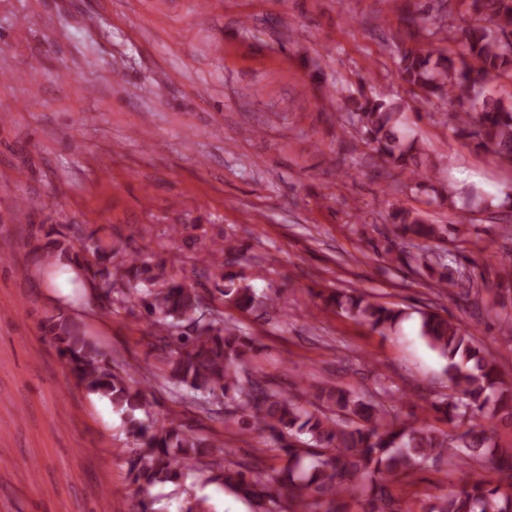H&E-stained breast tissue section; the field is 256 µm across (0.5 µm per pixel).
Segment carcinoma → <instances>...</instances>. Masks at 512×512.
<instances>
[{"label": "carcinoma", "instance_id": "cac0c4a2", "mask_svg": "<svg viewBox=\"0 0 512 512\" xmlns=\"http://www.w3.org/2000/svg\"><path fill=\"white\" fill-rule=\"evenodd\" d=\"M489 25L472 23L458 30L465 49L461 64L448 56L442 27L426 29L423 13L407 21L427 30L428 48L399 53L400 78L420 91L424 103L456 99L460 108L443 113V123L512 165V101L484 93L500 76L512 75V0H472ZM352 115L360 139L383 161L420 184L428 166L418 156L415 139L405 129V106L381 97L362 96ZM402 241H444L448 225L429 224L418 213L391 214ZM46 259L58 257L84 287L112 302L134 299L151 324L153 350L164 369L161 378L194 399L224 396V426L237 433H268L284 464L266 469L258 463H235L211 480L246 499L254 512H341L340 502L357 499L363 512H403L391 485L429 466L465 470L479 467L487 476L469 477L461 489L437 498L430 512H512V448L495 441L500 423H512V385L505 382L493 354L460 323L434 311H418L426 343L446 361L451 394L432 405L441 421L469 422L451 436L425 418L408 423L383 406L349 389L324 385L314 402L271 387L249 367L254 339L216 317H196L202 296L151 264L138 252L114 247L91 231L71 237L58 230L45 244ZM402 259L430 279L433 287L450 283L445 256L433 251H400ZM224 301L242 312L275 309L279 297L259 294L240 273H224ZM325 301L355 323L381 336L396 330L408 312L373 300L359 288L330 291ZM49 333L70 366L77 385L105 398L124 419L134 449L128 474L137 485L135 512H153L151 489L178 484L187 470L214 465L230 455L224 442L197 434L178 415L161 424L145 421L147 393L131 384L129 370L112 368L107 355L80 333L72 319L49 318Z\"/></svg>", "mask_w": 512, "mask_h": 512}]
</instances>
